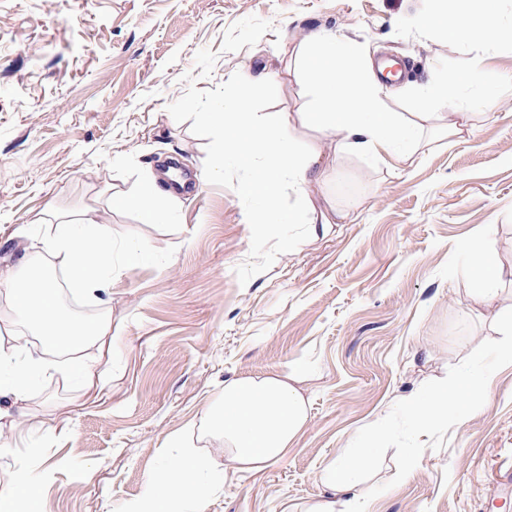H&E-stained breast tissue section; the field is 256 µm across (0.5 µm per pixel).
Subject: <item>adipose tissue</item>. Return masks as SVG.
I'll return each mask as SVG.
<instances>
[{
	"label": "adipose tissue",
	"instance_id": "ef3b65f1",
	"mask_svg": "<svg viewBox=\"0 0 512 512\" xmlns=\"http://www.w3.org/2000/svg\"><path fill=\"white\" fill-rule=\"evenodd\" d=\"M421 25L437 31L451 44H473L487 33L494 34L497 41L512 42V22L504 23L497 9L490 6L477 13L432 11L422 17ZM299 63L315 94L312 104L295 119H274L246 111L241 98L228 95L222 108L209 113L199 132L206 135L212 127H220L226 155L248 169L237 193L255 201L254 223L298 224L313 238L323 233L328 223L325 214L316 213L312 200L313 190L323 177V154L314 147L298 151L293 126L336 135L342 150H357L375 158L388 155L404 162L419 148V132L432 120L433 108L447 102L448 90L435 82L420 86L414 95L415 117L405 120L386 106L384 87L371 61L336 35L324 31L307 34ZM289 188L304 202L285 210L278 200ZM108 203L114 208L136 210L144 224H167L173 219L158 201L151 183L134 193L112 194ZM45 215L55 221L50 236H44L52 268L66 274L69 287L108 288L112 229L99 223L98 209L87 207L69 216L50 208ZM501 283L498 264L481 244H473L470 294L490 309L493 319L508 322L502 354L512 360V305H501ZM0 294L9 299L14 315L49 353L94 346L109 334L106 316L77 317L65 311L55 280L40 270L36 255L24 254L18 268L0 275ZM470 364V359L462 360L452 386H439L426 398L412 396L408 401L412 412L425 421L440 419L462 426L469 416V399L486 384L472 373ZM47 367L44 359L27 356L20 344L0 345V370L10 374L8 380L0 382V418L8 416L11 404L22 400L30 374ZM300 377V369L294 368L285 374L242 376L225 382L223 392L203 414L202 436L222 438L225 456L244 472L261 470L281 459L309 418L307 400L298 387ZM380 464V449L369 444L332 458L320 475L330 495L310 505L306 512H363ZM208 467L206 459L191 450H181L153 475L152 494L133 505L131 512H181L186 501L194 502L196 512H206L207 504L194 476ZM20 495L28 503L26 512H43L39 486L26 470L0 481V512H15V500Z\"/></svg>",
	"mask_w": 512,
	"mask_h": 512
}]
</instances>
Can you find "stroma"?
<instances>
[{
	"label": "stroma",
	"instance_id": "obj_1",
	"mask_svg": "<svg viewBox=\"0 0 512 512\" xmlns=\"http://www.w3.org/2000/svg\"><path fill=\"white\" fill-rule=\"evenodd\" d=\"M438 0H0V269L32 241L46 205L96 206L112 243L133 239L150 263L113 276L108 295L63 290L72 314L107 315L110 348L52 357L4 435L0 478H40L45 512H130L173 438L212 462L199 476L207 512H305L330 459L369 442L382 450L367 512H512V363L470 295L468 248L481 240L512 272V43L451 45L422 29ZM332 31L372 59L409 61L386 85L391 111L414 88L448 85V112L422 154L392 166L320 145L318 209L344 212L320 238L251 224L225 164L220 130L199 125L225 93L249 111H303L294 71L305 34ZM483 55L494 99L448 136L460 72ZM273 75L270 83L262 75ZM175 161L199 178L168 224L109 208ZM489 377L464 425H421L404 399L452 382L467 349ZM94 365L92 378L82 369ZM300 365L309 420L287 454L242 473L224 444L192 429L226 380ZM411 453L406 479L395 461Z\"/></svg>",
	"mask_w": 512,
	"mask_h": 512
}]
</instances>
